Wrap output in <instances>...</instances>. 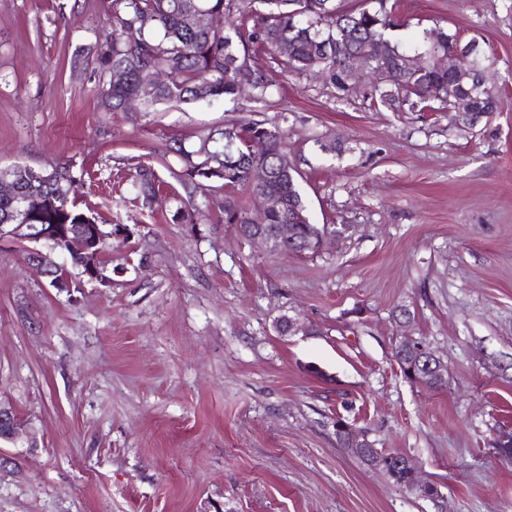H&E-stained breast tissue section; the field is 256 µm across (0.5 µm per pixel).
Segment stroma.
I'll list each match as a JSON object with an SVG mask.
<instances>
[{
    "mask_svg": "<svg viewBox=\"0 0 512 512\" xmlns=\"http://www.w3.org/2000/svg\"><path fill=\"white\" fill-rule=\"evenodd\" d=\"M111 3L0 0V168L70 167L79 209L130 230L107 242L111 287L71 295L0 241V405L36 437L0 444V512H512V0H405L388 33L410 48L440 27L494 58L497 110L473 126L373 107L367 80L276 75L261 116L284 119L310 219L336 231L301 256L225 223L218 180L183 223L204 196L172 141L259 115L106 111ZM404 335L443 388L403 376ZM340 418L437 495L343 448ZM416 346L417 344L424 347L421 343L414 341L413 339L409 338V336H403L402 339L399 341L397 346L395 347L394 351V357L396 359L397 364L400 363V361H403V363L408 366L409 368L412 367L413 362L416 360L418 355L410 348V344ZM425 348V347H424ZM424 348L420 347V351L422 354H420L419 358L417 359L418 365L420 367H423L422 364H424L425 368H429L435 372V376H433L431 373H427L426 377L427 379V387L429 388H439L444 385L443 375L442 373V362L441 360L431 351L426 350Z\"/></svg>",
    "mask_w": 512,
    "mask_h": 512,
    "instance_id": "35a3bbf8",
    "label": "stroma"
}]
</instances>
